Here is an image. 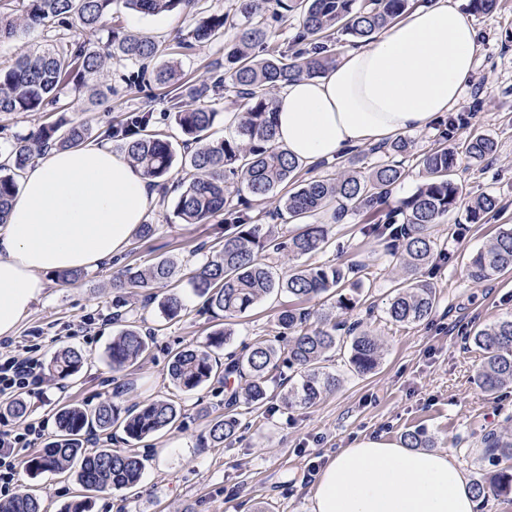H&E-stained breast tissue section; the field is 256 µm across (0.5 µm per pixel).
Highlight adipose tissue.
<instances>
[{"instance_id":"obj_1","label":"adipose tissue","mask_w":512,"mask_h":512,"mask_svg":"<svg viewBox=\"0 0 512 512\" xmlns=\"http://www.w3.org/2000/svg\"><path fill=\"white\" fill-rule=\"evenodd\" d=\"M478 32L458 0H430L326 73L285 85L276 141L309 166L349 148L430 128L475 75ZM158 192L109 145L44 151L19 178L0 226V336L14 335L49 271L123 254ZM312 512H474L475 494L445 451L365 439L330 460Z\"/></svg>"}]
</instances>
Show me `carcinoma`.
Instances as JSON below:
<instances>
[{"label":"carcinoma","mask_w":512,"mask_h":512,"mask_svg":"<svg viewBox=\"0 0 512 512\" xmlns=\"http://www.w3.org/2000/svg\"><path fill=\"white\" fill-rule=\"evenodd\" d=\"M200 0H23L21 17L7 11L9 0H0V39H10L18 27L51 33L45 44L28 50L14 66L0 68V113L45 112L56 107L65 86L73 84L102 95L99 80L107 61L114 57L130 62L135 69L125 74L127 85L139 87L146 79L158 87H175L181 80L178 62L156 61L158 44L147 33L109 26L112 15L125 9L148 15L173 11L195 19L188 34L176 36L179 49L214 42L225 35L227 18L222 14L198 17ZM240 22L231 26L232 36L224 45L223 72L198 81L187 94L171 97L174 119L184 140V166L188 176L181 182L174 214L183 224H206L218 212H225L224 244L207 257L190 278V286L204 298L213 313L224 319L245 314L274 291L286 292L298 301L321 295L334 298L328 310L313 315L311 311L290 305L277 316L281 334L288 336V369L282 378L288 386L282 404L291 409L312 406L336 387V376L322 365L326 354L342 349L348 363L360 375L373 372L381 361L378 340L345 327L341 314L358 303L357 291L362 281L356 278V265L298 264L288 276L275 279L271 266L262 254H288L298 259L315 254L328 242L325 224H308L305 218L332 211L338 223L348 213L368 216L361 231L383 239L388 255L400 261L406 282L395 289L387 308L396 323H419L428 319L436 303L430 282L417 278L425 266L447 264L452 256L432 234L434 225L457 209L464 197L456 180L458 152L453 141L467 123L459 112L437 122V146L418 157L424 180L414 192L393 205V192L403 180V171L394 157L410 149V141L397 138L367 150L350 152L347 166L334 178L299 179L302 166L290 159L276 143L275 101L272 92L302 76L317 77L335 59L322 42L325 34L336 29L361 44L374 40L407 11L409 0H236ZM272 12L285 16L299 15L300 31L292 45L282 48L276 32L266 23ZM79 25L88 35L82 42L61 37V31ZM225 91L243 103V111L234 114V131L229 137L210 140L216 113L200 102ZM85 124L58 122L19 135L4 148L7 163L0 175V224L7 223L11 199L17 190L16 177L32 163L34 157L52 147L59 149L81 145L89 137ZM104 136L121 142L127 158L144 174L165 185L173 170L177 149L160 131L154 129L150 111H131L122 122L107 128ZM497 144L487 134L469 137L465 156L481 162L495 154ZM381 155V160L366 171L357 167L360 158ZM285 194L277 199L272 216L297 229L288 238L263 230L259 216L252 214L249 197L266 200L278 190ZM500 209L499 199L481 194L467 202L470 222L477 224ZM512 269V230L500 232L466 266L467 277L482 283ZM175 273L171 260L161 259L147 268L126 265L112 279V287L126 290L139 288L157 302L160 313L175 319L183 311L176 293L161 297L152 289L166 285ZM316 321H311L312 317ZM232 329L213 332L205 346L175 352L169 375L183 392L190 393L216 377L217 361L213 353L228 345ZM472 343L483 352L477 383L486 392L496 393L512 384V317L500 319L473 331ZM148 344L135 326L128 324L107 349V358L116 371L137 364ZM280 348L272 340L257 339L238 353H232L224 366V379L236 376L243 387L224 402V414L211 420L209 437L222 444L233 438L241 425V404L260 408L268 403L267 382L278 368ZM86 357L74 348L57 351L48 365L50 375L67 379L77 374ZM180 415V406L171 400H151L124 412L108 401L88 411L71 404L56 413L58 438L48 443L28 461L32 472H46L70 466L85 495L72 501L64 512H91V494L106 490H123L141 479L144 463L131 450L104 446L93 452L84 447L94 432L112 433L118 427L128 443L153 437L172 426ZM488 460L493 465L506 460L486 482L478 479L473 488L478 498L489 494L512 493V440L491 433L484 437ZM406 448H428L431 439L422 429L403 434ZM0 512H43L40 499L21 494L0 502Z\"/></svg>","instance_id":"cac0c4a2"}]
</instances>
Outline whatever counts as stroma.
<instances>
[{
    "label": "stroma",
    "instance_id": "1",
    "mask_svg": "<svg viewBox=\"0 0 512 512\" xmlns=\"http://www.w3.org/2000/svg\"><path fill=\"white\" fill-rule=\"evenodd\" d=\"M461 8L478 30L479 54L477 76L456 106L469 115L457 139L485 133L496 140L497 151L478 165L460 158L458 180L466 197L489 193L502 207L478 224L469 223L460 207L434 227V236L444 242L453 260L425 274L436 292L431 318L399 324L385 315L401 272L383 240L362 234L363 215H349L335 225L329 216L317 218L329 225L331 241L325 251L312 256V264L367 266L360 303L343 319L361 323L379 340L382 360L374 373L356 375L346 356L329 354L326 367L339 379L334 390L313 406L288 409L279 387H271L268 407L247 409L235 437L213 445L209 422L224 411L223 383L215 380L185 393L174 385L168 369L176 351L204 345L211 333L227 324L222 316L205 311L189 285L194 269L223 244L224 217L216 215L206 224L181 223L174 215V188L163 189L146 217L156 227L153 236L132 238L118 261L85 270L73 284L64 282L58 272L45 274L47 287L13 340L39 344L47 360L59 349L73 347L87 361L70 379L49 377L40 388L25 393L31 418L43 426V441H51L57 432V409L70 403L91 410L110 401L124 410L170 398L181 407L173 427L136 444L145 460L140 483L128 490L96 493L92 512H255L259 506L269 512H311L310 468L324 469L337 451L356 441L397 443L405 432L418 428L432 438L434 450L453 455L469 479L494 473V466L482 458V439L489 433L512 437V387L493 395L477 387L483 355L466 338L473 330L512 316V270L474 284L467 280L465 266L500 230L512 228V0H500L490 13L474 11L471 0H461ZM121 21L126 28L165 39L194 25L179 13L126 12ZM129 67L126 61L109 63L98 104L69 88L61 97V112L0 113V145L62 119L88 123L97 131L139 109L152 111L159 128L180 139L168 96L157 88L144 92L127 86L120 76ZM434 136L431 129L408 133L411 149L400 158L405 177L395 191L397 198L409 196L421 183L416 158L432 148ZM166 257L177 263L171 284L187 310L183 317L168 321L156 304L136 303L129 320L147 338L148 352L133 367L113 371L106 349L123 325L108 319L120 294L112 278L119 265L145 267ZM289 303L286 295H272L234 319L232 350H241L260 336H276L278 313ZM31 454L28 448L17 452L16 493L40 494L46 512H63L82 491L75 472L32 473L25 466Z\"/></svg>",
    "mask_w": 512,
    "mask_h": 512
}]
</instances>
